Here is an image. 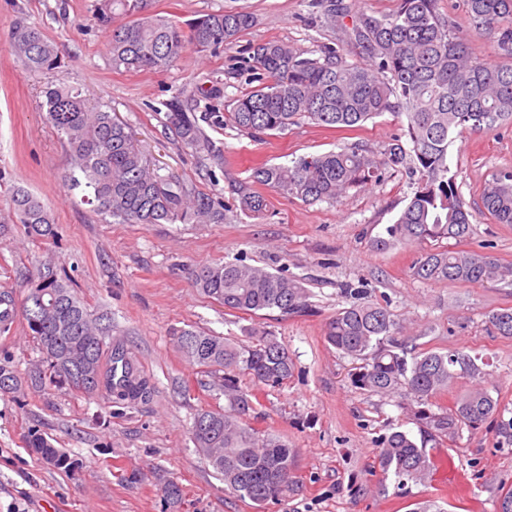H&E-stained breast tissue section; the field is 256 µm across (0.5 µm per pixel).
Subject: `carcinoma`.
<instances>
[{
    "instance_id": "obj_1",
    "label": "carcinoma",
    "mask_w": 512,
    "mask_h": 512,
    "mask_svg": "<svg viewBox=\"0 0 512 512\" xmlns=\"http://www.w3.org/2000/svg\"><path fill=\"white\" fill-rule=\"evenodd\" d=\"M133 17L112 26V0H101L97 19L110 28L115 70L162 71L187 48L216 50L236 40L254 17L239 10L207 13L186 26L143 12V0H117ZM476 32L495 50L512 56V0H466ZM320 23L338 29L340 40L357 46L363 61L348 63L327 48L317 58L304 57L286 43L269 40L242 49L250 81L257 83L237 97L228 122L252 137L283 132L299 119L330 128H355L386 112L405 116L403 134L386 150L393 164L410 161L415 177L407 203L371 247L386 251L398 244H427L414 275L425 283H512V264L475 251L450 250L443 240L471 234V213L450 173L448 150L466 131H493L512 123V67L488 66L471 56L467 38L451 17L437 10V0H401L389 15L376 14L341 0H327ZM9 51L32 71L60 64L53 44L42 32L18 21ZM42 109L46 120L66 141L71 158L67 181L83 188L86 202L101 214L126 224H222L224 202L175 176L158 173L153 158L125 122L66 87H48ZM167 124L186 148L209 149V140L176 96L165 103ZM381 163L352 147L300 157L291 165L261 164L246 180L229 182L241 212L256 216L267 210L260 188L306 203H336L350 190L381 181ZM483 212L497 224H512V168L499 170L482 192ZM11 222L33 242L56 238L49 211L23 189L11 196ZM201 292L224 308L261 318L276 312L282 319L312 312L310 294L290 279L244 259L202 265L191 272ZM72 280L45 264L27 281L22 306L14 291L0 290V332L22 315L41 364L29 375L38 388L67 387L89 396L105 393L134 403L151 392L132 353L108 345L110 326L72 292ZM364 291L347 292V304L328 321L324 339L355 363L353 383L363 391L401 395L415 435L393 427L379 442L377 464L383 474L425 484L443 463L437 449L461 438L463 428L494 425L512 445V417L484 384L486 372L460 351L439 352L417 346L388 306L362 300ZM496 335L512 338V309L489 315ZM188 361L210 373L224 372L229 409L202 410L194 416L192 439L209 464L224 478L226 490L250 501L257 512L298 489L295 451L279 436L260 434L246 422L254 409L252 393L239 387L236 374L255 385L276 387L293 370L288 349L275 334L256 323L254 342L189 329L174 332ZM475 385L456 396L453 406L433 410L432 399L460 377ZM22 384L6 360L0 364V393Z\"/></svg>"
}]
</instances>
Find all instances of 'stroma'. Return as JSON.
<instances>
[{"mask_svg": "<svg viewBox=\"0 0 512 512\" xmlns=\"http://www.w3.org/2000/svg\"><path fill=\"white\" fill-rule=\"evenodd\" d=\"M145 11L183 22L205 13L245 10L255 18L236 44L215 53L187 50L163 72L116 71L109 32L96 19L97 0H0V220H7L13 188L23 187L48 209L57 242L31 243L20 226L0 234V288L20 285L27 270L49 262L73 278L81 300L112 322V340L126 346L151 385L149 398L117 404L61 388L43 392L27 384L37 353L23 320L0 333V357L9 356L24 383L0 393V512L17 503L25 512H255L224 481L191 440L199 411L226 407L218 379L178 350L173 329L186 328L248 343L250 316L225 311L195 288L189 272L238 257L302 279L312 314L268 320L293 359L290 378L278 387L241 388L258 402L250 424L278 434L295 450L300 489L265 512H496L498 497L512 490V446H499L489 426L464 430L443 448L446 463L427 484H398L376 468L378 441L403 422L398 395L371 394L352 382L354 364L324 339L325 325L346 303L345 289H363L388 306L421 346L460 350L487 360L485 371L504 413L512 412V338L497 336L490 313L512 308V286L485 282L427 284L413 274L423 247L398 245L374 251L410 195L406 165L385 161L403 116L385 113L340 132L299 120L276 136L254 139L231 125L205 119L206 106L230 109L250 90L240 51L269 40L304 55L338 47L346 61L359 49L339 44L320 27L312 0H144ZM440 14L457 21L474 58L508 67L470 24L465 0H438ZM34 23L54 44L61 64L51 71L26 69L7 47L19 18ZM78 88L102 110L115 113L155 158L160 174L174 175L224 202L220 224H121L100 215L69 188L70 153L41 108L47 87ZM194 98V115L208 135L209 151L181 146L167 128L165 104ZM359 147L383 162L375 186L351 190L337 203L305 204L267 191L263 215L241 213L228 191L253 165L291 164L302 156ZM449 163L472 214V233L448 247L488 252L512 263V224L482 212L481 195L492 176L512 167V124L491 132H466L449 149ZM39 431L70 456L69 471L45 467L27 438ZM177 485L179 498L165 495Z\"/></svg>", "mask_w": 512, "mask_h": 512, "instance_id": "stroma-1", "label": "stroma"}]
</instances>
